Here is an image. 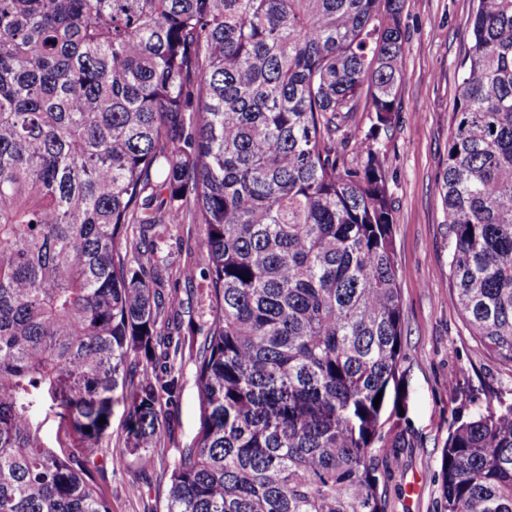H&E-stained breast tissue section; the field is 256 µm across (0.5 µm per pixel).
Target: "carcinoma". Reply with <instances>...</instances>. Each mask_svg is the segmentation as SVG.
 <instances>
[{"instance_id": "1", "label": "carcinoma", "mask_w": 512, "mask_h": 512, "mask_svg": "<svg viewBox=\"0 0 512 512\" xmlns=\"http://www.w3.org/2000/svg\"><path fill=\"white\" fill-rule=\"evenodd\" d=\"M402 9L0 0V512H112L99 419L123 405V452L152 462L185 345L204 423L164 512H387L402 301L380 145ZM458 66L438 181L449 286L512 365V0H477ZM187 219L208 257L182 271L206 283L198 345L159 327L143 263ZM440 507L512 512V411L452 430Z\"/></svg>"}]
</instances>
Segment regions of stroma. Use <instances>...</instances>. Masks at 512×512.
<instances>
[{"instance_id":"35a3bbf8","label":"stroma","mask_w":512,"mask_h":512,"mask_svg":"<svg viewBox=\"0 0 512 512\" xmlns=\"http://www.w3.org/2000/svg\"><path fill=\"white\" fill-rule=\"evenodd\" d=\"M476 0H406L400 110L381 143L393 199L394 244L401 270L403 358L383 414V431L400 446L390 465L388 512H440L441 458L455 423L512 410V366L490 356L465 328L448 282V226L438 193L447 159L448 119L460 83ZM200 224H171L154 255L168 300L170 327L198 336L210 316L200 283L180 275L185 262L206 267ZM177 405L162 406L153 468L122 452L123 407H114L111 439L98 482L112 512H161L170 472L202 426L196 362L183 355Z\"/></svg>"}]
</instances>
